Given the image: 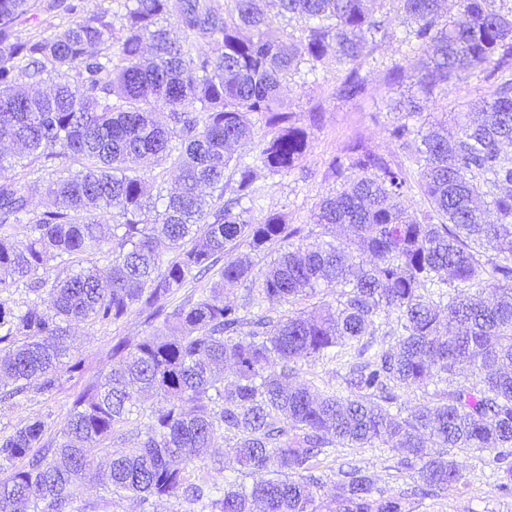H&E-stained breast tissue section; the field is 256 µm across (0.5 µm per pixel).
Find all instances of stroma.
<instances>
[{
  "label": "stroma",
  "instance_id": "stroma-1",
  "mask_svg": "<svg viewBox=\"0 0 512 512\" xmlns=\"http://www.w3.org/2000/svg\"><path fill=\"white\" fill-rule=\"evenodd\" d=\"M374 9L376 15L387 18L395 37L376 46L363 60L361 72L368 85L362 96L353 99L337 96L336 86L341 75L332 64L321 70L316 81L299 74L290 76L283 92L286 109L294 112L299 126L308 132L310 149L300 166L290 174L268 179V193L260 206L263 212L280 214L287 224L303 226L308 234L316 230L311 218L315 204L341 183L330 166L334 157L356 143L390 161L402 157L388 129L396 121L393 106L413 92V79L407 76L395 84L389 81L388 71L403 60L404 48L398 36L405 31L407 20L395 0H375ZM492 89L491 83L476 75L449 79L437 84L433 96L424 100L420 119L427 122L445 113L464 111L467 104L488 95ZM148 331L146 315L138 310L110 325L88 322L74 325L71 333L76 354L82 361L80 371L60 369V385L53 393H32L14 404L0 403V436L34 417L44 419L49 433H56L76 396L99 382L114 366L113 345L121 340L137 342ZM228 459L224 443H217L195 461L189 470L191 479L198 482L237 479L238 474ZM460 459L465 467L462 484L415 500V512H512V497L498 490L496 478L486 463V454L468 452L461 454ZM349 463L368 470L385 489L409 490L414 486L412 473L398 470L390 454L377 448H348L319 457L316 473L323 481L322 494H336V474ZM67 512H203V505L168 498L154 501L145 511L138 500L128 494L114 493L87 480Z\"/></svg>",
  "mask_w": 512,
  "mask_h": 512
}]
</instances>
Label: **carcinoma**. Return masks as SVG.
<instances>
[{
  "instance_id": "carcinoma-1",
  "label": "carcinoma",
  "mask_w": 512,
  "mask_h": 512,
  "mask_svg": "<svg viewBox=\"0 0 512 512\" xmlns=\"http://www.w3.org/2000/svg\"><path fill=\"white\" fill-rule=\"evenodd\" d=\"M232 2L221 12L212 0H101L89 12L85 0H54L67 24L23 38L39 0H0V141L21 147L0 152V402L50 393L62 365L78 367L72 325L111 324L137 307L163 318L136 343L112 346L119 364L75 399L54 437L34 418L0 438V460L20 463L0 479V512H65L98 452L145 414L144 393L158 398L147 431L96 472L142 505L206 496L211 512H414L409 492H388L355 466L339 470V493L316 497L313 461L328 448H385L423 491L463 479L447 449L487 452L512 494V11L459 0L451 20L441 0H394L410 22L404 58L415 62L417 92L460 73L504 81L470 104L479 120L454 117L451 135L407 122L415 96L400 102L389 134L404 160L360 144L335 158L343 182L312 213L321 238L304 244L280 215L251 216L266 195L258 172L286 175L307 152L306 129L282 106L286 79L330 60L347 70L336 94L356 98L367 88L359 62L390 33L367 0H278L307 35L271 40L265 0ZM200 40L212 51H196ZM43 74L51 92L20 87ZM161 108L166 126L153 118ZM254 113L266 133L236 156L230 147L252 140ZM63 159L78 168L58 167ZM162 163L179 173L175 193L151 175ZM34 166L44 176L13 175ZM37 194L52 205L36 214ZM157 224L165 252L154 245ZM341 225L347 240L327 239ZM17 226L20 239L7 232ZM276 245L258 271L238 255ZM86 253L109 259L107 284L94 264L52 276ZM202 280L210 287L169 307ZM20 284L48 290L50 306L11 301ZM473 287L496 301H473ZM328 290L334 306L315 301ZM282 303L300 308L273 314ZM336 358L346 392L294 381L299 361ZM274 362L280 372L266 373ZM462 363L471 377L457 382ZM442 381L420 408L398 406L397 389ZM230 435L251 486L190 482L200 452Z\"/></svg>"
}]
</instances>
